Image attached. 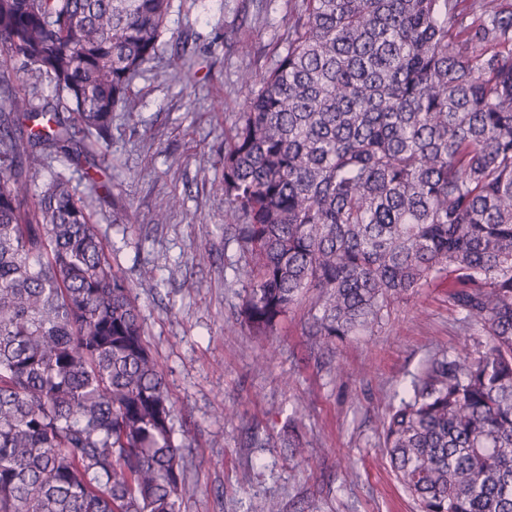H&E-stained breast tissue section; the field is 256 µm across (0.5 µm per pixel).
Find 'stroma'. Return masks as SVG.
Masks as SVG:
<instances>
[{
	"instance_id": "obj_1",
	"label": "stroma",
	"mask_w": 512,
	"mask_h": 512,
	"mask_svg": "<svg viewBox=\"0 0 512 512\" xmlns=\"http://www.w3.org/2000/svg\"><path fill=\"white\" fill-rule=\"evenodd\" d=\"M161 46L116 112L101 186L72 184L116 269L190 443L181 512H415L389 472L382 419L426 362L474 360L482 325L453 307L450 281L394 303L346 340L309 336L311 296L260 342L241 322L224 198V144L248 94L288 44L301 0H177ZM188 41L193 57L177 52ZM172 197L181 205L157 212ZM207 252L204 263L195 255Z\"/></svg>"
}]
</instances>
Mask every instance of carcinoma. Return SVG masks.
Wrapping results in <instances>:
<instances>
[{"label": "carcinoma", "instance_id": "cac0c4a2", "mask_svg": "<svg viewBox=\"0 0 512 512\" xmlns=\"http://www.w3.org/2000/svg\"><path fill=\"white\" fill-rule=\"evenodd\" d=\"M172 8L0 0V512H181L174 403L65 174L136 108ZM289 23L224 150L248 335L312 289L313 335L346 339L452 278L486 349L427 362L384 453L418 512H512V6L303 0Z\"/></svg>", "mask_w": 512, "mask_h": 512}]
</instances>
